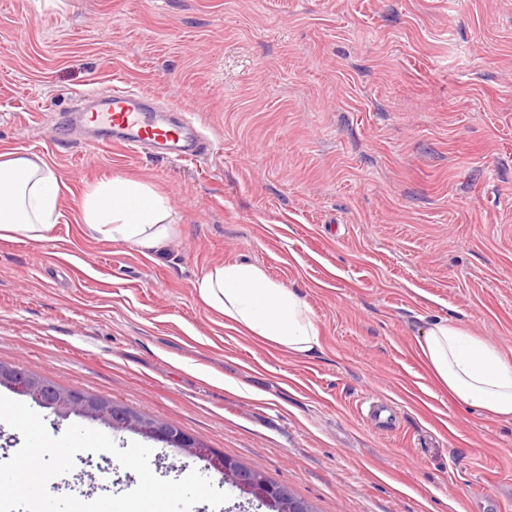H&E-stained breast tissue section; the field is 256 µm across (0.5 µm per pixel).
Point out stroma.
<instances>
[{"instance_id": "obj_1", "label": "stroma", "mask_w": 512, "mask_h": 512, "mask_svg": "<svg viewBox=\"0 0 512 512\" xmlns=\"http://www.w3.org/2000/svg\"><path fill=\"white\" fill-rule=\"evenodd\" d=\"M187 113L195 162L97 148L78 120L112 80ZM41 156L65 220L0 239V362L183 428L316 512H512V423L453 401L417 352L441 317L512 358V0H0V153ZM146 182L182 217L147 257L89 237L84 194ZM243 261L298 289L300 359L198 300ZM375 396L393 430L362 420ZM154 474L204 461L155 442ZM79 453L55 495H120Z\"/></svg>"}]
</instances>
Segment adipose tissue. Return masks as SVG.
Returning a JSON list of instances; mask_svg holds the SVG:
<instances>
[{"mask_svg":"<svg viewBox=\"0 0 512 512\" xmlns=\"http://www.w3.org/2000/svg\"><path fill=\"white\" fill-rule=\"evenodd\" d=\"M56 176L41 157L19 150L0 154V239L49 240L61 216ZM81 218L96 238L122 242L144 255L159 252L180 218L149 184L115 176L88 191ZM199 301L226 322L263 342L308 358L320 352L315 315L301 294L264 268L236 261L209 267L196 279ZM418 352L455 401L512 420V359L457 323L438 319L419 331Z\"/></svg>","mask_w":512,"mask_h":512,"instance_id":"1","label":"adipose tissue"}]
</instances>
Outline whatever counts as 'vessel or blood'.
Masks as SVG:
<instances>
[{
    "instance_id": "b4317fda",
    "label": "vessel or blood",
    "mask_w": 512,
    "mask_h": 512,
    "mask_svg": "<svg viewBox=\"0 0 512 512\" xmlns=\"http://www.w3.org/2000/svg\"><path fill=\"white\" fill-rule=\"evenodd\" d=\"M149 95L126 87H112L107 96L108 110L91 115L89 125L104 128L109 141L136 153L143 148L176 160L192 161L205 150L190 123L182 118H158L149 106Z\"/></svg>"
}]
</instances>
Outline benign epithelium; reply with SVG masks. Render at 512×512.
Listing matches in <instances>:
<instances>
[{
  "mask_svg": "<svg viewBox=\"0 0 512 512\" xmlns=\"http://www.w3.org/2000/svg\"><path fill=\"white\" fill-rule=\"evenodd\" d=\"M0 384L8 386L48 407L55 414L67 417L74 413L116 430L141 432L148 438L176 448L190 456L208 462L222 473L223 480L231 483L244 495L261 503H273L285 496L283 489L263 483L259 473L243 468L237 461L211 448H205L189 433L159 421L150 422L146 417L115 405L112 399L88 395L76 390L62 389L49 380L18 367L0 362Z\"/></svg>",
  "mask_w": 512,
  "mask_h": 512,
  "instance_id": "1",
  "label": "benign epithelium"
}]
</instances>
